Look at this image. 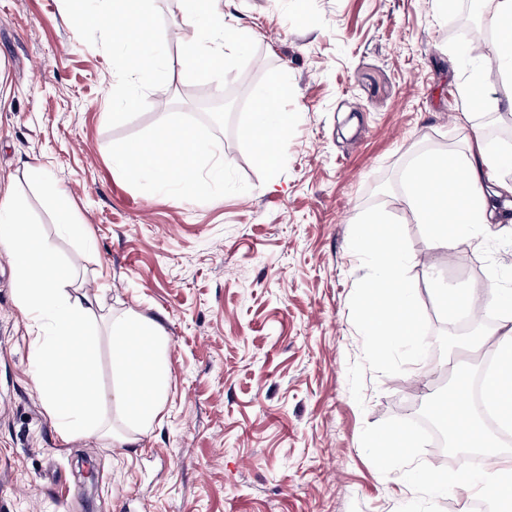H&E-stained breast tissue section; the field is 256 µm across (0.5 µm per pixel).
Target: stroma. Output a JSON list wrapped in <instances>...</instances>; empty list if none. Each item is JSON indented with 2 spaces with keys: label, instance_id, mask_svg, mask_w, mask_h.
Returning a JSON list of instances; mask_svg holds the SVG:
<instances>
[{
  "label": "stroma",
  "instance_id": "1",
  "mask_svg": "<svg viewBox=\"0 0 512 512\" xmlns=\"http://www.w3.org/2000/svg\"><path fill=\"white\" fill-rule=\"evenodd\" d=\"M227 0L245 39L203 72L182 64V0H150L162 47L155 82L123 78L119 43L76 33L72 0H0V190L40 224L70 288L98 295L102 317L159 321L170 378L163 420L138 447L63 441L29 375L39 343L15 299V260L0 246V512H449L409 466L437 459L413 423L458 381L481 374L480 328L436 298L444 285L512 290V224H489L454 249L434 247L405 205L420 156L466 152L508 107L495 83L463 120L461 90L493 62L456 23L471 0ZM286 74L292 118L285 159L258 161L247 129L272 75ZM166 119L218 144L229 162L204 192L162 191L115 158ZM57 181L91 245L64 236L57 202L31 167ZM406 230L409 274L430 327L431 364L366 371L363 403L348 366L363 340L350 299L366 270L349 247L370 205ZM112 338H94L100 396L112 406ZM411 448L382 461L381 437Z\"/></svg>",
  "mask_w": 512,
  "mask_h": 512
}]
</instances>
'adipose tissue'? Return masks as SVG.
<instances>
[{"instance_id": "ef3b65f1", "label": "adipose tissue", "mask_w": 512, "mask_h": 512, "mask_svg": "<svg viewBox=\"0 0 512 512\" xmlns=\"http://www.w3.org/2000/svg\"><path fill=\"white\" fill-rule=\"evenodd\" d=\"M149 0H114L111 10L75 15V31L97 30L112 36L125 18L139 19V27L125 42V65L140 81H148L156 69L153 33L145 21ZM487 21L494 32L496 75L512 96V0H492ZM241 34L224 24L223 0H187L181 41L187 69L212 57L215 48L237 44ZM291 88L285 76L271 77L260 99L252 139L256 155L267 168L279 166L284 157L290 123L281 102ZM220 155L219 148L186 130L161 123L151 143L129 146L118 158L124 167L155 176L170 191L182 185L199 186L201 165ZM512 155L492 149L482 135H475L467 153L454 162L422 158L406 176L405 203L421 223L433 226L440 244L459 242L483 224L497 219L488 203L484 185L488 169L506 165ZM0 245L17 255L19 279L17 304L35 319L51 321L52 342L38 345L33 359V381L42 392L47 413L58 434L68 441L76 437L109 440L116 448H134L161 418L168 379L166 342L157 323L127 311L113 319V397L123 427L108 426L94 413L98 387L93 365L92 328L98 297L68 293L64 276L52 261L50 247L39 224L26 220L11 192L0 194ZM504 314L494 332L495 365L482 380V388L498 424L512 428V294L502 299ZM466 486L495 502L501 512H512V454L499 456L493 471L470 470L440 477L438 488L450 491Z\"/></svg>"}]
</instances>
